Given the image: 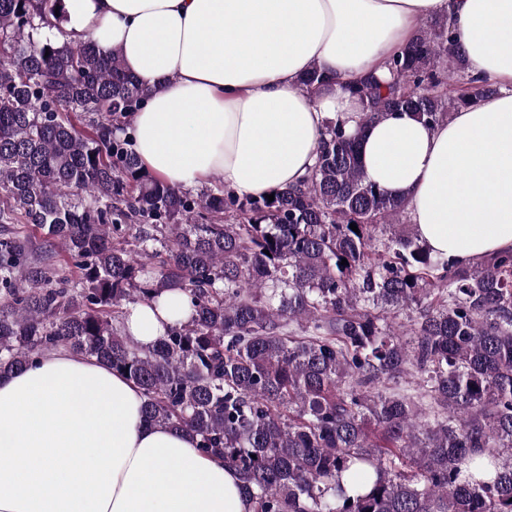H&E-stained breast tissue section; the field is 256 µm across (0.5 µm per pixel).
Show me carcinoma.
Returning <instances> with one entry per match:
<instances>
[{"mask_svg": "<svg viewBox=\"0 0 512 512\" xmlns=\"http://www.w3.org/2000/svg\"><path fill=\"white\" fill-rule=\"evenodd\" d=\"M60 2L0 0V375L97 359L253 512H512V253L461 266L387 234L407 204L332 121L271 202L152 177L127 132L148 89L120 50L45 34ZM388 68L349 87L367 122L495 93L453 15ZM166 293L189 315L143 347L125 316Z\"/></svg>", "mask_w": 512, "mask_h": 512, "instance_id": "1", "label": "carcinoma"}]
</instances>
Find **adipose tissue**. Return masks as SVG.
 <instances>
[{"instance_id": "obj_1", "label": "adipose tissue", "mask_w": 512, "mask_h": 512, "mask_svg": "<svg viewBox=\"0 0 512 512\" xmlns=\"http://www.w3.org/2000/svg\"><path fill=\"white\" fill-rule=\"evenodd\" d=\"M58 42L119 49L153 93L132 122L147 172L181 190L212 181L240 198L297 183L327 121L360 134L364 177L406 200L433 254L467 265L512 252V0H62ZM458 20L469 72L497 94L427 125L363 123L345 89ZM326 84L306 90L310 67ZM176 299L140 304L142 346L183 319ZM128 378L65 350L0 377V512H251L237 471L191 436L144 420Z\"/></svg>"}]
</instances>
